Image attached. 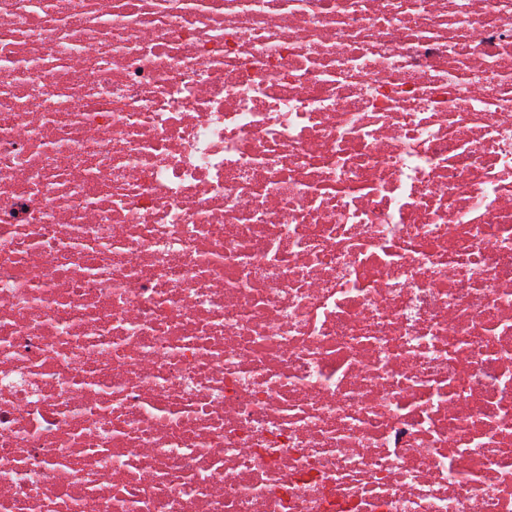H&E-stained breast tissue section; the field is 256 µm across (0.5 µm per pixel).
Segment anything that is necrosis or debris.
Masks as SVG:
<instances>
[{
    "label": "necrosis or debris",
    "mask_w": 512,
    "mask_h": 512,
    "mask_svg": "<svg viewBox=\"0 0 512 512\" xmlns=\"http://www.w3.org/2000/svg\"><path fill=\"white\" fill-rule=\"evenodd\" d=\"M0 512H512V0H0Z\"/></svg>",
    "instance_id": "4bbe7bcc"
}]
</instances>
